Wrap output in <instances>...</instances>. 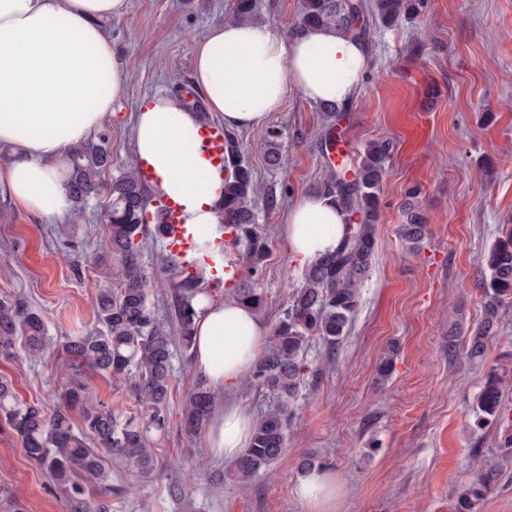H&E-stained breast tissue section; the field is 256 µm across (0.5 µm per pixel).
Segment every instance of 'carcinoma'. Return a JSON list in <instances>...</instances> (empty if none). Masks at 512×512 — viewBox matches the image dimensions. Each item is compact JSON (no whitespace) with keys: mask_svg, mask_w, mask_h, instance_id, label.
<instances>
[{"mask_svg":"<svg viewBox=\"0 0 512 512\" xmlns=\"http://www.w3.org/2000/svg\"><path fill=\"white\" fill-rule=\"evenodd\" d=\"M420 4L421 0H303L290 32L328 26L364 41L369 34L367 23L355 26L358 18L370 14L382 26L390 27L418 13ZM390 152L387 141L369 144L354 177H349L348 170L340 165L322 188V194L348 215L345 233L336 250L307 267L302 284L291 287L288 308L274 325L268 344L252 368V382L267 389L274 403L254 423L248 447L233 459L232 470L243 481L267 469L284 453L300 385V355L308 342L317 339L332 353L347 335L377 250L376 223ZM266 160L272 167L282 165L278 135L271 131L267 133ZM111 163L104 137L74 148L69 157L67 190L74 210L82 211L92 198L108 199L109 244L118 259L119 287L97 291L95 326L56 340L49 336L41 313L18 300L0 299V349L7 351L18 340L31 354L53 349L63 354L60 368L69 371V385L61 394L62 406L51 413L37 403L20 400L12 381L0 377V420L21 438L26 455L51 474L64 494L68 512H110L112 486L105 476V454L125 466L151 471L155 435L164 431L168 422L172 346L178 342L184 350L192 349L196 318L193 300L200 295L212 297L210 289L203 287L202 276L179 271L174 260L161 252V265L174 277L169 288L178 335L159 326L140 260L149 197L132 161L118 176L104 181L102 173ZM224 166L231 169L224 179V223L235 226L236 253L256 270L267 252V240L258 229L255 211L261 186L252 168L240 160L238 145L230 135ZM402 217L400 235L415 250L429 234L418 190L406 193ZM485 265L488 274L481 281L484 317L469 336L464 352L473 363L484 360L488 340L497 335L499 311L512 303V228L494 241ZM235 299L256 311L266 301L260 289L252 285L238 288ZM85 367L128 385L140 412L127 417L97 400L93 387L81 378ZM504 391L503 377L490 370L476 401L477 426L497 421ZM214 404L215 392L206 378L197 376L182 409L185 429L196 433L208 426ZM75 407L81 409L83 420L78 430L69 415ZM88 476L103 484L101 496L94 501L87 496L84 484ZM496 479L494 471L485 470L460 486L456 492L458 512H472L476 503L491 492Z\"/></svg>","mask_w":512,"mask_h":512,"instance_id":"carcinoma-1","label":"carcinoma"}]
</instances>
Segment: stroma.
Instances as JSON below:
<instances>
[{
  "label": "stroma",
  "instance_id": "stroma-1",
  "mask_svg": "<svg viewBox=\"0 0 512 512\" xmlns=\"http://www.w3.org/2000/svg\"><path fill=\"white\" fill-rule=\"evenodd\" d=\"M232 0H128L124 15L103 20L120 61L122 92L99 128L112 155L104 178L134 157L140 103L193 87L194 45L211 26L231 19ZM369 65L343 111V133L356 168L363 148L393 147L382 184L378 249L359 309L335 354L311 343L304 379L282 457L241 486L227 459L215 456L206 432L190 434L182 404L197 370L176 352L168 428L157 441L147 474L105 460L111 512H456L455 491L474 475L472 456L498 472L497 487L476 512H512V304L484 362L449 361V343L465 344L483 317L485 258L501 231L512 227V0H424L417 18L394 27L370 21ZM319 106L290 92L263 127L234 131L240 158L264 195L258 227L267 257L258 272L238 265L237 283H256L266 296L260 317L275 325L288 306L287 282L302 266L288 254V210L327 182L334 158L325 155ZM279 134L283 169L265 159V131ZM429 221L418 250L399 234L401 204L410 188ZM107 202L49 219L14 203L0 211V298L40 311L51 336L94 324L98 288L115 284L118 263L107 246ZM163 245L142 254L151 279L157 322L174 328L170 274L157 264ZM396 348L393 370L378 366ZM497 370L509 390L498 425L479 429L476 397ZM19 395L53 411L66 377L54 353L30 356L23 346L0 352V377ZM316 454L335 493L325 503L299 498V461ZM20 512H66L49 474L27 458L20 438L0 428V491Z\"/></svg>",
  "mask_w": 512,
  "mask_h": 512
}]
</instances>
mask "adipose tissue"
Segmentation results:
<instances>
[{
	"label": "adipose tissue",
	"instance_id": "ef3b65f1",
	"mask_svg": "<svg viewBox=\"0 0 512 512\" xmlns=\"http://www.w3.org/2000/svg\"><path fill=\"white\" fill-rule=\"evenodd\" d=\"M127 0H0V144L17 154L0 165V193L22 207L60 217L73 206L64 159L112 112L122 91L119 61L100 22L125 14ZM367 66L362 41L310 27L291 38L253 23L213 26L194 47V83L229 129L261 127L289 92L315 102L349 103ZM196 115L168 95L138 111L134 151L153 188L182 207L189 233L212 241L223 232L224 178L205 157ZM345 215L328 197L300 198L288 213L287 240L305 266L333 252ZM193 357L214 390L250 371L268 335L259 315L233 300L198 298ZM253 419L243 408L216 409L215 454L247 447Z\"/></svg>",
	"mask_w": 512,
	"mask_h": 512
}]
</instances>
